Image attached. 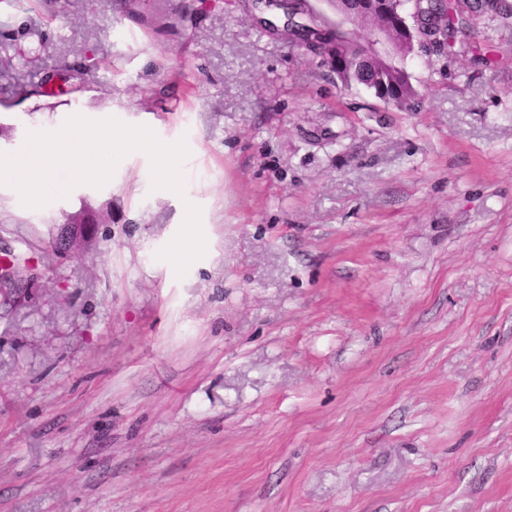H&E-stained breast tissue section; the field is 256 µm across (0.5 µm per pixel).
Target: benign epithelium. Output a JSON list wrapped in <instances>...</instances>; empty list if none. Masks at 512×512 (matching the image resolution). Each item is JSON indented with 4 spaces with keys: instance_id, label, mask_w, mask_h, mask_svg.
Returning <instances> with one entry per match:
<instances>
[{
    "instance_id": "benign-epithelium-1",
    "label": "benign epithelium",
    "mask_w": 512,
    "mask_h": 512,
    "mask_svg": "<svg viewBox=\"0 0 512 512\" xmlns=\"http://www.w3.org/2000/svg\"><path fill=\"white\" fill-rule=\"evenodd\" d=\"M336 14V27L330 37L318 46L323 62L342 78L347 62L360 67L363 73L377 70L378 63L402 52L409 56L424 36L435 32L433 21L413 12L414 25H409L406 16L400 12L402 0H325ZM369 26L365 42H359L347 25ZM365 85L375 94L394 104L404 103L403 81H392L375 86L370 80Z\"/></svg>"
}]
</instances>
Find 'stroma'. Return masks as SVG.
I'll use <instances>...</instances> for the list:
<instances>
[{
	"instance_id": "obj_1",
	"label": "stroma",
	"mask_w": 512,
	"mask_h": 512,
	"mask_svg": "<svg viewBox=\"0 0 512 512\" xmlns=\"http://www.w3.org/2000/svg\"><path fill=\"white\" fill-rule=\"evenodd\" d=\"M266 2L0 0V151L83 111L190 149L182 198L141 152L38 210L0 186V512H512V0L400 105Z\"/></svg>"
}]
</instances>
